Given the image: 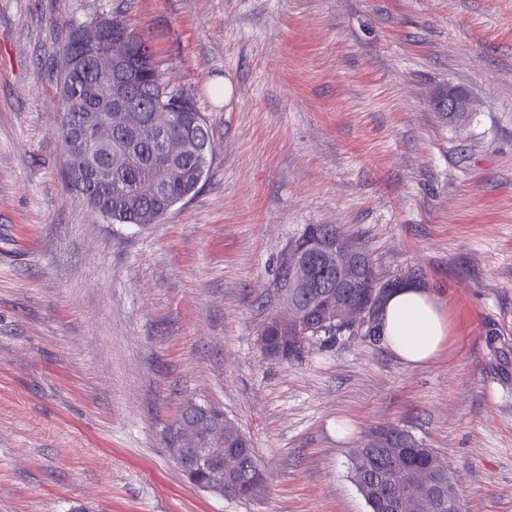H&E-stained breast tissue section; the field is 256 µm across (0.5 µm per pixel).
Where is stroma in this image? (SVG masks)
<instances>
[{"mask_svg":"<svg viewBox=\"0 0 512 512\" xmlns=\"http://www.w3.org/2000/svg\"><path fill=\"white\" fill-rule=\"evenodd\" d=\"M113 15L214 140L143 227L69 188L57 135L66 24ZM451 88L475 112L438 111ZM308 224L429 288L437 360L360 332L263 353ZM189 401L251 440L260 494L184 477ZM379 425L439 453L462 512H512V0H0V512H369L349 455Z\"/></svg>","mask_w":512,"mask_h":512,"instance_id":"stroma-1","label":"stroma"}]
</instances>
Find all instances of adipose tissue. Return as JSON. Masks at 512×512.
<instances>
[{
	"mask_svg": "<svg viewBox=\"0 0 512 512\" xmlns=\"http://www.w3.org/2000/svg\"><path fill=\"white\" fill-rule=\"evenodd\" d=\"M379 323L384 343L412 367L429 363L450 336L444 310L427 288L416 284L397 289L387 297Z\"/></svg>",
	"mask_w": 512,
	"mask_h": 512,
	"instance_id": "1",
	"label": "adipose tissue"
}]
</instances>
